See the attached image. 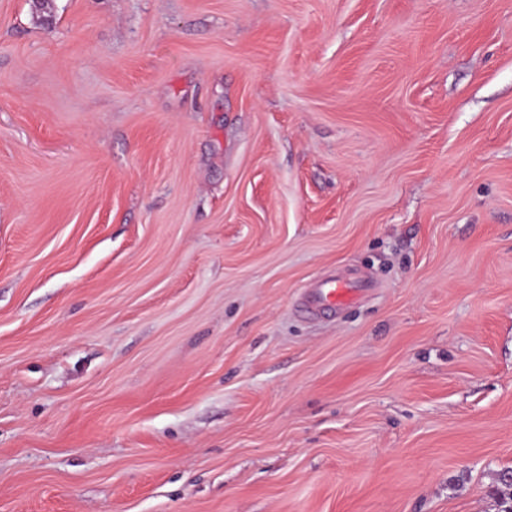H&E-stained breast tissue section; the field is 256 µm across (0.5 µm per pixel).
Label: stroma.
I'll list each match as a JSON object with an SVG mask.
<instances>
[{"label": "stroma", "instance_id": "stroma-1", "mask_svg": "<svg viewBox=\"0 0 512 512\" xmlns=\"http://www.w3.org/2000/svg\"><path fill=\"white\" fill-rule=\"evenodd\" d=\"M371 287L302 315L314 279ZM512 0H0V512H496Z\"/></svg>", "mask_w": 512, "mask_h": 512}]
</instances>
